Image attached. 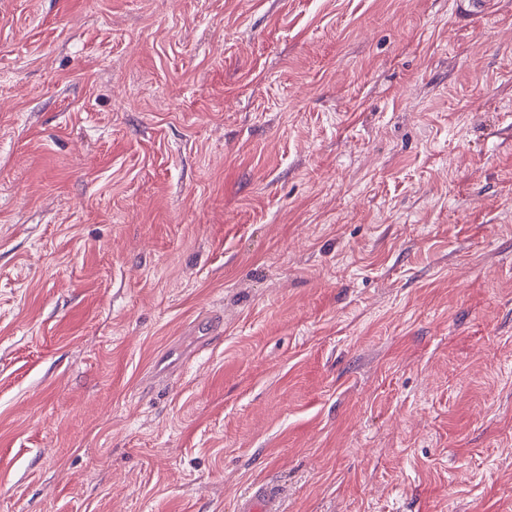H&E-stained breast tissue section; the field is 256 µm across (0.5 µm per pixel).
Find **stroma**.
Wrapping results in <instances>:
<instances>
[{
  "label": "stroma",
  "instance_id": "obj_1",
  "mask_svg": "<svg viewBox=\"0 0 512 512\" xmlns=\"http://www.w3.org/2000/svg\"><path fill=\"white\" fill-rule=\"evenodd\" d=\"M512 512V0H0V512ZM279 493L269 483H257L237 504V512H281Z\"/></svg>",
  "mask_w": 512,
  "mask_h": 512
}]
</instances>
